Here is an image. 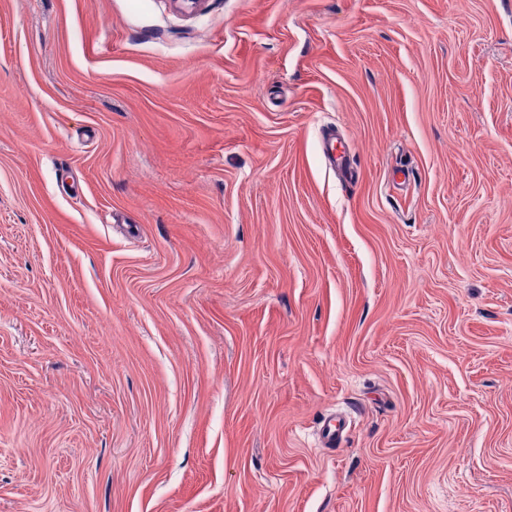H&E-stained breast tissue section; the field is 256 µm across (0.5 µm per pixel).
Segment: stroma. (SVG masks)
I'll return each instance as SVG.
<instances>
[{
    "mask_svg": "<svg viewBox=\"0 0 512 512\" xmlns=\"http://www.w3.org/2000/svg\"><path fill=\"white\" fill-rule=\"evenodd\" d=\"M0 512H512V0H0Z\"/></svg>",
    "mask_w": 512,
    "mask_h": 512,
    "instance_id": "stroma-1",
    "label": "stroma"
}]
</instances>
